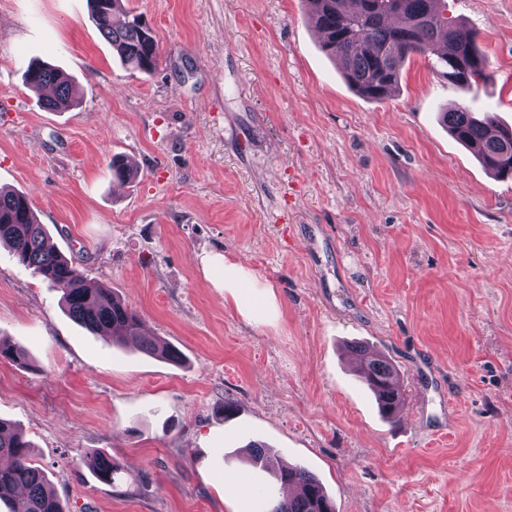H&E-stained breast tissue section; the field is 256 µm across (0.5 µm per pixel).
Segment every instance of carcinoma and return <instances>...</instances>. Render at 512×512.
<instances>
[{
  "mask_svg": "<svg viewBox=\"0 0 512 512\" xmlns=\"http://www.w3.org/2000/svg\"><path fill=\"white\" fill-rule=\"evenodd\" d=\"M123 0H90L91 15L103 38L112 45L121 63L132 72L154 70L161 48L152 27L122 7ZM309 19L319 29L322 49L340 60L343 77L360 95L383 100L396 89L404 63L413 55H434L448 81L466 89L472 82L493 79L476 34L463 23L450 20L434 8L435 0H306ZM25 81L33 89L49 86L52 96L41 107L62 112L77 102L73 80L61 70L36 65ZM448 133L473 149L483 166L498 177L512 176V127L500 123L492 112H473L460 102L443 113ZM9 247L14 259L62 292L69 317L86 330L110 336L115 342L138 340L140 349L170 362L181 361V351L142 332L140 317L112 290L85 276L74 263L48 244L44 225L34 214L28 196L0 190V245ZM351 361L359 363L357 377L376 397L388 419L401 409L399 374L382 354L361 345L348 346ZM0 357L26 363L20 346L0 341ZM32 444L22 431L0 419V503L8 512H66L50 488L42 469L32 460ZM269 452L263 443L249 444L247 459L267 470ZM96 476L115 481L119 467L112 456L94 455ZM281 485H294L298 494L278 501L266 512H336L319 479L301 465L272 472Z\"/></svg>",
  "mask_w": 512,
  "mask_h": 512,
  "instance_id": "obj_1",
  "label": "carcinoma"
}]
</instances>
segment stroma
<instances>
[{"mask_svg":"<svg viewBox=\"0 0 512 512\" xmlns=\"http://www.w3.org/2000/svg\"><path fill=\"white\" fill-rule=\"evenodd\" d=\"M123 6L161 44L152 72L124 68L88 0H0V189L184 355L81 328L0 247V340L27 352L0 359V418L68 512H264L283 492L246 463L252 441L306 466L336 512H512V179L440 119L462 99L512 125V0L435 3L477 33L493 81L461 91L416 55L383 100L349 88L305 0ZM35 62L81 104L42 109ZM238 259L248 285L225 287ZM352 343L396 366L397 422Z\"/></svg>","mask_w":512,"mask_h":512,"instance_id":"1","label":"stroma"}]
</instances>
